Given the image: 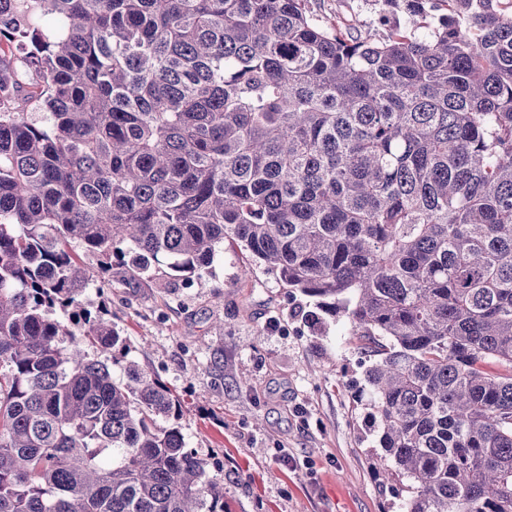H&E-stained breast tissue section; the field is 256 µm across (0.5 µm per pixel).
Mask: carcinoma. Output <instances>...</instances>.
<instances>
[{"label":"carcinoma","instance_id":"carcinoma-1","mask_svg":"<svg viewBox=\"0 0 512 512\" xmlns=\"http://www.w3.org/2000/svg\"><path fill=\"white\" fill-rule=\"evenodd\" d=\"M383 5L0 0V512H224L87 295L226 239L346 318L403 512H512V10ZM313 8L320 17L339 21L340 19H355L362 32L380 33L378 25L379 10L382 5L374 0H316Z\"/></svg>","mask_w":512,"mask_h":512}]
</instances>
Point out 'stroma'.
<instances>
[{
  "instance_id": "1",
  "label": "stroma",
  "mask_w": 512,
  "mask_h": 512,
  "mask_svg": "<svg viewBox=\"0 0 512 512\" xmlns=\"http://www.w3.org/2000/svg\"><path fill=\"white\" fill-rule=\"evenodd\" d=\"M320 17L380 27L376 0H316ZM228 242L191 283L112 268L103 299L129 361L182 403L187 447L224 479L226 512H401L382 483L377 434L359 397L364 356L344 319L255 266ZM289 463H282L281 454Z\"/></svg>"
}]
</instances>
